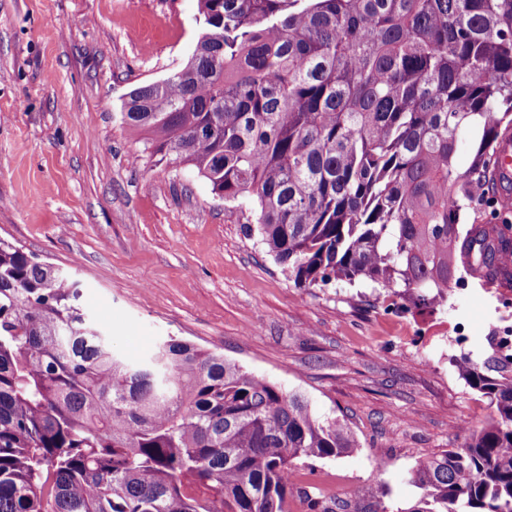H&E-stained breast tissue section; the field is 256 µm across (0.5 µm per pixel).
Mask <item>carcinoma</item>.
Wrapping results in <instances>:
<instances>
[{"label":"carcinoma","mask_w":512,"mask_h":512,"mask_svg":"<svg viewBox=\"0 0 512 512\" xmlns=\"http://www.w3.org/2000/svg\"><path fill=\"white\" fill-rule=\"evenodd\" d=\"M198 16L213 36L133 89L122 121L248 211L288 280L382 286L398 311L444 306L461 266L512 287V215L474 193L512 125V0H198ZM79 299L0 238V512L349 510L289 478L359 449L345 421L186 340L130 361ZM452 363L494 415L415 463L406 512H512V347Z\"/></svg>","instance_id":"obj_1"}]
</instances>
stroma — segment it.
<instances>
[{"label": "stroma", "instance_id": "1", "mask_svg": "<svg viewBox=\"0 0 512 512\" xmlns=\"http://www.w3.org/2000/svg\"><path fill=\"white\" fill-rule=\"evenodd\" d=\"M196 16L197 0H0V237L76 280L125 356L175 336L344 419L360 450L317 463L307 483L406 512L415 462L494 413L416 329L470 323L479 359L512 310L474 278L435 313L394 310L367 284L295 287L238 208L195 173L142 159L121 104L187 61Z\"/></svg>", "mask_w": 512, "mask_h": 512}]
</instances>
